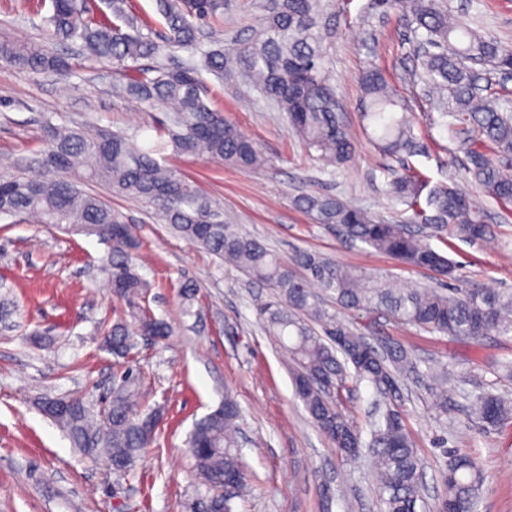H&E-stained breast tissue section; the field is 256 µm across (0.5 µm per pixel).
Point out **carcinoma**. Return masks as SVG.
<instances>
[{
	"mask_svg": "<svg viewBox=\"0 0 512 512\" xmlns=\"http://www.w3.org/2000/svg\"><path fill=\"white\" fill-rule=\"evenodd\" d=\"M45 22L48 41L0 38V63L32 73L66 74L68 58L53 45L71 42L90 57L112 62V94L149 109L161 108L165 120L142 131L109 130L77 122L43 118L42 148L27 162L16 160L0 170V218L27 215L38 224H67L108 245L103 269L112 295L127 311L105 333L103 345L126 359L143 331L167 336L171 326L149 306L151 284L135 262L141 243L132 227L96 194L83 188L100 182L111 190L154 206L159 220L180 236L277 290L278 300L257 304L266 330L287 355L295 394L314 427L340 456L355 462L369 451L379 512H417L424 502L423 464L403 409L404 377L415 371L403 347L379 346L361 333L346 311H383L396 322L430 333L478 343L489 336L512 340V294L483 288H396L386 278L344 266L324 255L296 250L281 258L260 239L224 223V214L202 197L176 169L166 165L171 152L206 156L242 169H258L266 159L259 146L211 107L202 96V72L219 80L229 77L254 86L262 98L285 113L289 125L309 152L325 167L352 158L355 144L340 119L336 94L322 71L323 37L318 25L321 0H265L253 35L238 44L240 67H227L224 45L203 46L201 28L224 18L225 0H156L163 31L137 14L131 0H107L111 16L94 15L90 0H49ZM401 8V18L416 42L420 69L414 78L424 94L436 99L442 116L462 134L469 183L496 203L512 204V113L488 94V80L461 63L466 57L492 63L495 71L512 72V48L485 37L453 18L448 0H377L386 13ZM171 48L199 55L178 68L161 57ZM362 117L372 127L374 144L386 155H411L417 147L405 103L377 67L363 72ZM37 165L51 176L30 178ZM390 194L421 212L425 221L453 226L460 237L483 242L491 236L485 212L473 207L469 194L453 182L430 185L410 168L393 174ZM319 224L340 229L346 238L387 253L406 266L428 268L455 278L456 264L419 238L406 224L378 219L336 196L301 193L294 199ZM336 301L324 307L313 289ZM198 285H179L184 312L195 314ZM321 331H316V328ZM112 396L96 412L81 396L43 394L39 411L89 458L106 457L115 472L128 475L153 439L161 414L139 403L140 377L132 365L119 368ZM366 382L382 399V411L364 440L357 423L341 409L349 383ZM456 390L435 387V409L448 416ZM480 423L494 427L512 419V400L477 386L464 394ZM242 410L225 395L224 402L196 421L186 444L206 493L188 505L189 512H236V501L248 497L245 454L240 444ZM485 476L467 454L448 451L439 471L440 490L433 512H479V486Z\"/></svg>",
	"mask_w": 512,
	"mask_h": 512,
	"instance_id": "obj_1",
	"label": "carcinoma"
}]
</instances>
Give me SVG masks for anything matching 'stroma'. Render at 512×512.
I'll list each match as a JSON object with an SVG mask.
<instances>
[{
    "label": "stroma",
    "mask_w": 512,
    "mask_h": 512,
    "mask_svg": "<svg viewBox=\"0 0 512 512\" xmlns=\"http://www.w3.org/2000/svg\"><path fill=\"white\" fill-rule=\"evenodd\" d=\"M41 0H0V35L44 40ZM263 0H230L216 32L225 53L249 38ZM323 70L334 87L356 149L340 168L309 157L281 112L261 95L204 74L208 97L225 117L262 148L266 164L244 170L201 157H169L198 191L224 210L227 222L263 240L280 257L294 250L320 252L336 262L366 269L402 287L437 286L430 270L409 268L365 243L345 240L336 228L316 223L295 207L302 192L336 195L385 221L414 225L432 248L457 262L455 287L512 291V212L481 193L494 247L469 243L451 230L415 224L413 213L388 193L401 166L425 174L432 184L462 180L465 155L458 140L438 123V107L425 99L409 73L416 60L397 12L380 13L371 0H322ZM455 15L512 47V0H450ZM72 55L71 70L35 74L0 68V159L33 156L41 145L43 114L110 129L134 131L151 124L152 112L112 95V64ZM384 71L414 116L419 150L387 157L368 141L360 119V76ZM131 224L143 247L140 272L151 283L150 306L173 333L140 340L133 366L141 376V403L158 407L163 419L133 474L120 477L105 459L84 457L65 433L43 416L37 396L80 395L100 407L110 395L115 358L100 345L98 329L112 322L120 304L101 264L106 244L94 236L46 224L0 220V282L14 308L0 324V512H186L204 487L195 476L185 440L196 420L232 392L243 411L244 453L256 489L245 512H377L367 460L344 461L309 422L297 399L281 349L267 335L255 295L274 299L275 290L252 281L161 224L146 203L90 184ZM197 281L199 318L182 314L178 287ZM373 336L402 345L419 372L405 381V410L422 459L429 493L448 450L473 455L486 472L481 512H512V420L492 427L468 419L463 407L439 416L426 366L447 376L459 391L473 382L512 398V380L499 365L512 359V341L491 336L481 344L386 316H360Z\"/></svg>",
    "instance_id": "1"
}]
</instances>
